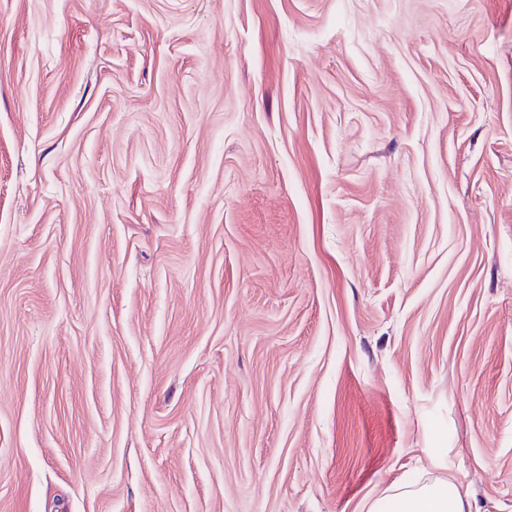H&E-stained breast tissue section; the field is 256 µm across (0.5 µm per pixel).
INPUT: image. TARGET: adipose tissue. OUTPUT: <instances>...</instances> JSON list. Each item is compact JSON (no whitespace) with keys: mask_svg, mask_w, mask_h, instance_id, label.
Returning a JSON list of instances; mask_svg holds the SVG:
<instances>
[{"mask_svg":"<svg viewBox=\"0 0 512 512\" xmlns=\"http://www.w3.org/2000/svg\"><path fill=\"white\" fill-rule=\"evenodd\" d=\"M365 512H473L467 485L452 477L415 475L372 494Z\"/></svg>","mask_w":512,"mask_h":512,"instance_id":"ef3b65f1","label":"adipose tissue"}]
</instances>
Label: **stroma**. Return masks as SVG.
<instances>
[{
    "label": "stroma",
    "instance_id": "35a3bbf8",
    "mask_svg": "<svg viewBox=\"0 0 512 512\" xmlns=\"http://www.w3.org/2000/svg\"><path fill=\"white\" fill-rule=\"evenodd\" d=\"M512 512V0H0V512ZM469 487L453 477L411 476L374 493L362 512H477Z\"/></svg>",
    "mask_w": 512,
    "mask_h": 512
}]
</instances>
